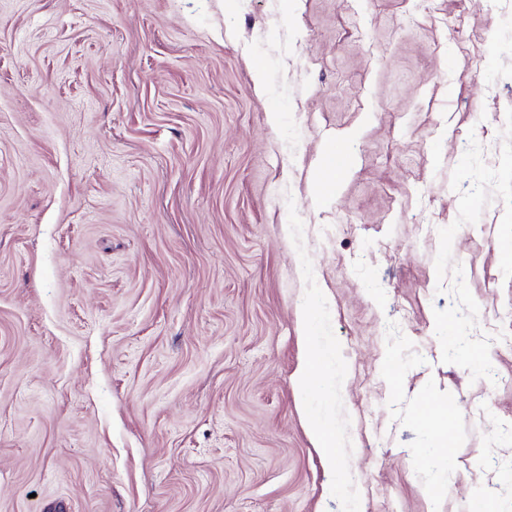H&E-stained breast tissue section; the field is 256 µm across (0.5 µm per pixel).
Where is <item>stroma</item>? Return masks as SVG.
<instances>
[{
    "instance_id": "obj_1",
    "label": "stroma",
    "mask_w": 512,
    "mask_h": 512,
    "mask_svg": "<svg viewBox=\"0 0 512 512\" xmlns=\"http://www.w3.org/2000/svg\"><path fill=\"white\" fill-rule=\"evenodd\" d=\"M509 245L504 0H0V512H512ZM327 158L328 154L325 153V162L315 174V181L319 193V198L334 195L336 192V184L339 177V171H337L336 167L327 164ZM311 435L315 447L323 454V463L328 473L336 471V427L326 419L318 416L311 421Z\"/></svg>"
}]
</instances>
